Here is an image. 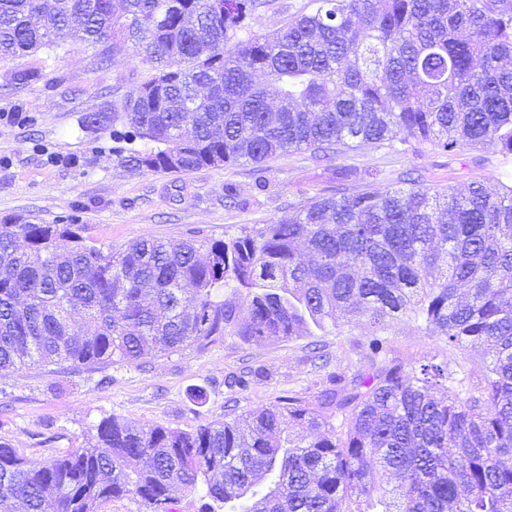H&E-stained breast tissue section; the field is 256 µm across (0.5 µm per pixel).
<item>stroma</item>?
<instances>
[{"label": "stroma", "instance_id": "stroma-1", "mask_svg": "<svg viewBox=\"0 0 512 512\" xmlns=\"http://www.w3.org/2000/svg\"><path fill=\"white\" fill-rule=\"evenodd\" d=\"M19 68H42L45 79L20 84ZM151 73L133 51L97 65L93 52L67 45L58 55L37 52L0 63V220L22 216L37 224H86L99 241L121 247L142 237L228 239L242 228L287 214L308 198L332 195L343 172L357 171L356 185L385 189L400 172L413 170L426 186L465 189L512 183V157L487 145L451 157L427 143L401 153L383 144L357 146L330 162L291 151L266 163L160 174L129 168L112 153L111 130L82 131L84 113L123 98ZM13 112L23 121L10 120ZM234 187L235 202L224 198ZM366 321L324 337L330 372L368 371ZM389 357L403 364L447 357L481 369L473 348H445L415 322L392 321ZM309 337L246 343L238 337L201 349L152 354L138 364L49 374L32 368L0 372V437L31 460L61 456L83 447L102 418L137 425L190 430L239 413L276 404L280 398H313L317 375L307 360ZM263 368L247 388L232 380L245 367Z\"/></svg>", "mask_w": 512, "mask_h": 512}]
</instances>
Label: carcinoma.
I'll use <instances>...</instances> for the list:
<instances>
[{
	"mask_svg": "<svg viewBox=\"0 0 512 512\" xmlns=\"http://www.w3.org/2000/svg\"><path fill=\"white\" fill-rule=\"evenodd\" d=\"M0 0V60L128 44L152 77L80 118L156 173L330 159L352 143L512 155V0H309L271 35V0ZM264 74L265 84L255 75ZM153 147L141 151L136 141ZM345 186L224 239L114 249L85 224H0V371L134 364L150 352L341 334L368 321V372L181 430L104 418L41 462L0 439V512H99L199 492L208 512H512V185L431 190L412 173ZM408 317L489 358L387 360ZM308 360L330 363L314 342ZM308 431L299 435L296 429Z\"/></svg>",
	"mask_w": 512,
	"mask_h": 512,
	"instance_id": "1",
	"label": "carcinoma"
}]
</instances>
